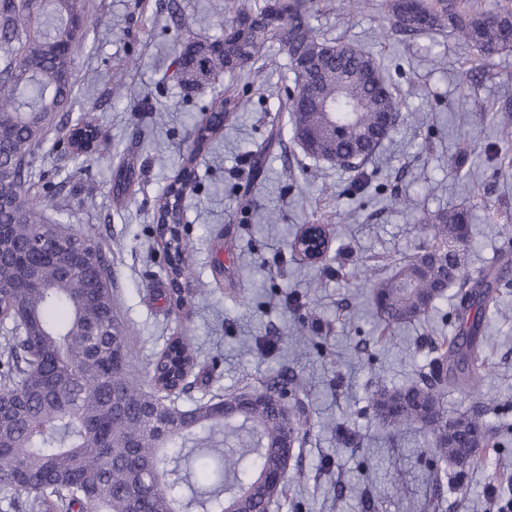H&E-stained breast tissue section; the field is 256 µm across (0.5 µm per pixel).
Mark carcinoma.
<instances>
[{"instance_id": "carcinoma-1", "label": "carcinoma", "mask_w": 512, "mask_h": 512, "mask_svg": "<svg viewBox=\"0 0 512 512\" xmlns=\"http://www.w3.org/2000/svg\"><path fill=\"white\" fill-rule=\"evenodd\" d=\"M0 0V313L10 328L0 344V491L23 496L35 512H226L224 491L243 492L239 509L264 512L283 495L288 478L269 482L291 428L302 442L301 378L290 372L217 394L189 409L175 398L192 388L197 365L193 338L170 336L157 353L149 380L130 377L133 331L115 313L112 268L96 237L45 216L48 202L34 192L35 159L48 133L71 112L76 51L88 25L81 0ZM391 24L409 32H451L490 61L512 48V9L486 11L480 0H387ZM312 0H264L253 10L235 7L219 22L223 35L189 39L174 52V75L185 89L257 63L275 65L272 45L288 60L297 93L287 98L291 138L308 139L310 156L342 171H357L393 131L386 113L402 116L401 102L376 59L352 44L325 39L311 25ZM237 106L232 92L214 100L206 121L188 129L190 151L180 174L158 201L182 192L185 176ZM75 124L92 135L93 153L111 150L95 108ZM265 148L248 151L254 179H263ZM133 172L119 164L113 190L129 192ZM466 208L422 217L413 253L385 274L353 263V275L370 289L380 339L419 321L457 288L456 334L434 345L428 381L377 390L372 416L391 435L418 426L435 460L481 467L504 447L509 431L487 420L479 404L457 416L444 407L447 386L478 398L493 363L485 354L487 311L509 287V260L475 276L462 271L472 247ZM184 287L165 295L182 310L191 306L190 267L175 269ZM289 397L288 418L282 398ZM170 460L185 467L169 477Z\"/></svg>"}]
</instances>
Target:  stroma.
Segmentation results:
<instances>
[{"label":"stroma","instance_id":"obj_1","mask_svg":"<svg viewBox=\"0 0 512 512\" xmlns=\"http://www.w3.org/2000/svg\"><path fill=\"white\" fill-rule=\"evenodd\" d=\"M381 2L348 0L341 7L314 0L317 31L370 51L407 116L363 177L309 158L287 139L267 154L265 179L253 181L247 152L285 122L278 105L294 89L291 77L263 71L248 86L227 73L189 92L176 87L170 67L176 44L217 36L228 0H84L89 27L76 58L77 100L96 107L112 152L80 160L53 153L34 170L47 172L65 225L109 248L117 311L136 331L137 379L145 378L166 338L183 331L196 343L200 381L181 407L255 383L283 365L304 378L306 440L271 512H497L512 500V440L484 468L464 470L432 461L418 427L388 437L369 409L377 386L417 380L434 340L454 334V294L446 293L421 322L397 329L387 344H374L367 289L300 261L285 232L317 217L352 257L390 262L413 250L423 213L467 206L474 237L467 271L485 268L504 247L485 209L512 210V171L497 168L500 153L512 151V128L482 114L512 99V50L472 66L451 34L391 29ZM116 80L125 88L118 102ZM227 87L241 105L199 158L197 187L185 200L196 293L190 310L180 313L159 294L168 282L155 244L157 199L183 164L190 119ZM123 160L136 174L130 195L119 201L111 177ZM286 166L297 176L295 188L280 178ZM244 189L257 203L245 218L236 203ZM310 308L320 316L306 328L323 348L318 355L301 353L290 339ZM483 336L496 367L482 393L507 403L499 420L510 424L512 288L501 292ZM398 482L408 485L407 495L392 493Z\"/></svg>","mask_w":512,"mask_h":512}]
</instances>
